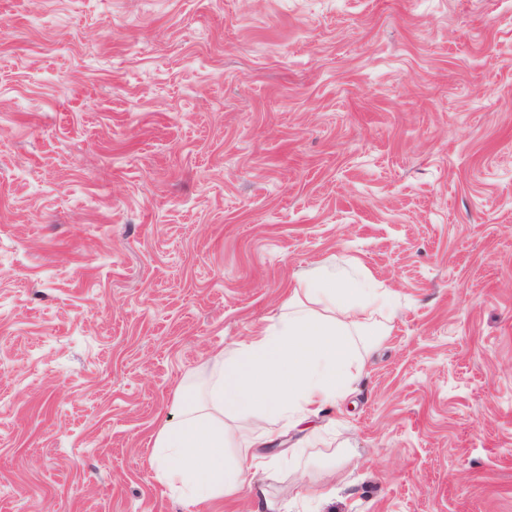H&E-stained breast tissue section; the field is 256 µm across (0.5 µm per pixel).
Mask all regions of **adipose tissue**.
Listing matches in <instances>:
<instances>
[{"instance_id":"1","label":"adipose tissue","mask_w":512,"mask_h":512,"mask_svg":"<svg viewBox=\"0 0 512 512\" xmlns=\"http://www.w3.org/2000/svg\"><path fill=\"white\" fill-rule=\"evenodd\" d=\"M387 307L385 293L346 287L334 274L298 277L279 317L210 357L193 401L158 428L150 456L156 478L190 506L236 495L244 471L274 465L257 449L270 422L300 425L344 396L353 339ZM234 438L239 456L229 465L224 446Z\"/></svg>"}]
</instances>
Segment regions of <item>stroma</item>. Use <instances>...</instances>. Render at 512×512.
Masks as SVG:
<instances>
[{"mask_svg": "<svg viewBox=\"0 0 512 512\" xmlns=\"http://www.w3.org/2000/svg\"><path fill=\"white\" fill-rule=\"evenodd\" d=\"M317 267L396 315L203 512H512V0H0V512H189L177 386Z\"/></svg>", "mask_w": 512, "mask_h": 512, "instance_id": "35a3bbf8", "label": "stroma"}]
</instances>
